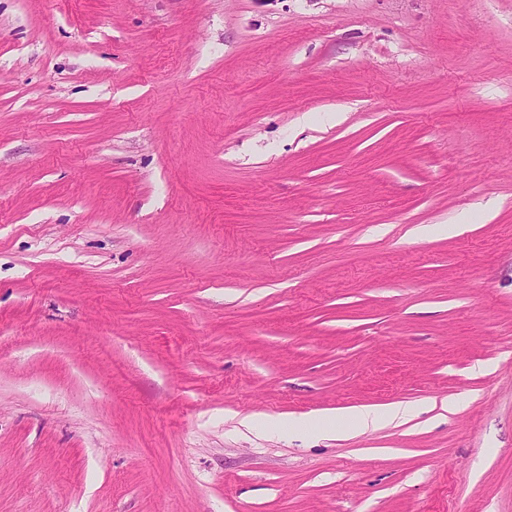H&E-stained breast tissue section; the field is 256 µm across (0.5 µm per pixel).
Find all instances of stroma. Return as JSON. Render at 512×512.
<instances>
[{
    "label": "stroma",
    "mask_w": 512,
    "mask_h": 512,
    "mask_svg": "<svg viewBox=\"0 0 512 512\" xmlns=\"http://www.w3.org/2000/svg\"><path fill=\"white\" fill-rule=\"evenodd\" d=\"M0 512H512V0H0ZM419 412V408L411 404H391L380 410L363 409L352 412L340 418L331 420L328 416H314L295 420L288 428L301 431H322L333 424H340L348 433H361L391 424H400ZM325 422L323 426L314 423Z\"/></svg>",
    "instance_id": "obj_1"
}]
</instances>
